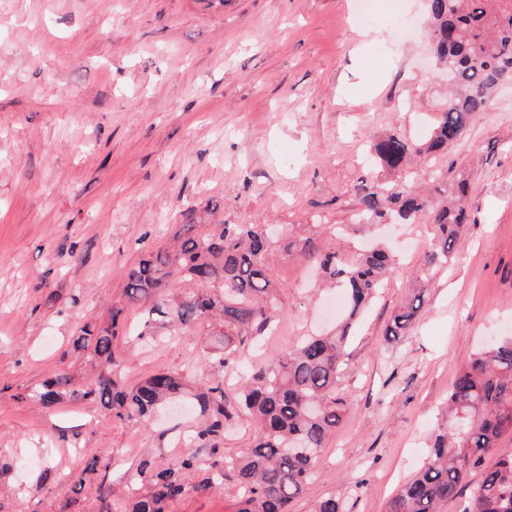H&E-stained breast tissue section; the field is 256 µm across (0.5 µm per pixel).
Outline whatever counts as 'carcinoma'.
I'll use <instances>...</instances> for the list:
<instances>
[{"instance_id":"carcinoma-1","label":"carcinoma","mask_w":512,"mask_h":512,"mask_svg":"<svg viewBox=\"0 0 512 512\" xmlns=\"http://www.w3.org/2000/svg\"><path fill=\"white\" fill-rule=\"evenodd\" d=\"M426 8L434 63L454 68L453 85L420 139L392 132L373 144L376 160L394 178L362 180L354 193L362 225L417 224L427 218L435 240L422 271L431 275L459 252L469 221V182L450 173L444 185L423 194L408 164L415 155L447 154L490 96L512 83V0H426ZM273 239L265 224H218L205 231L183 225L173 250L152 253L125 273V303L112 307L108 325L85 322L76 331L72 350L91 362L94 375L77 380L54 374L19 395L46 408L74 400L98 403L115 419L148 426L174 402L197 409L201 423L189 436L193 451L167 468L151 454L142 456L127 497L105 512H171L190 491L227 487L236 494L234 512H289L306 490L316 458L345 415L340 374L357 318L395 266L381 246L343 256L323 251L310 236L288 240L286 251L316 265L344 290L347 315L335 332L308 336L272 359L231 401L224 375L233 372L243 348L280 310L266 264ZM424 304L420 290L391 317L386 341L406 335ZM127 306L141 309L132 336L141 345L191 336L204 322L221 326L223 340L204 359L207 372L195 385L177 372L161 370L126 386L114 340L124 333ZM447 403L446 424L432 435L425 462L390 498L386 512H439L480 466L482 479L462 512H512V448L501 446L502 437L512 432L511 337L480 350L458 371ZM244 416L255 423L252 445L239 456L226 455L224 433ZM113 454L103 449L70 475L72 492L89 486L97 501L108 503Z\"/></svg>"}]
</instances>
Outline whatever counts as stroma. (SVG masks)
<instances>
[{"instance_id": "obj_1", "label": "stroma", "mask_w": 512, "mask_h": 512, "mask_svg": "<svg viewBox=\"0 0 512 512\" xmlns=\"http://www.w3.org/2000/svg\"><path fill=\"white\" fill-rule=\"evenodd\" d=\"M426 25L423 0H0V512H57L70 493L62 474L106 448L127 454L117 497L142 449L185 452L192 412L146 428L94 403L47 410L17 395L56 371L92 375L66 355L76 328L105 322L124 300V271L189 219L293 236L311 224L321 249H337L331 230L354 223V185L384 175L363 161L371 142L392 131L417 139L444 100ZM418 170L428 189L452 170L468 176L461 254L428 280L414 327L390 343L385 328L434 231L385 229L397 270L347 350L348 410L291 512L330 495L349 512H385L422 466L457 371L512 336V85ZM269 274L280 313L226 381L231 397L272 354L334 325L335 291L306 261L273 249ZM218 341L201 324L147 351L121 338L114 347L133 385L184 371Z\"/></svg>"}]
</instances>
